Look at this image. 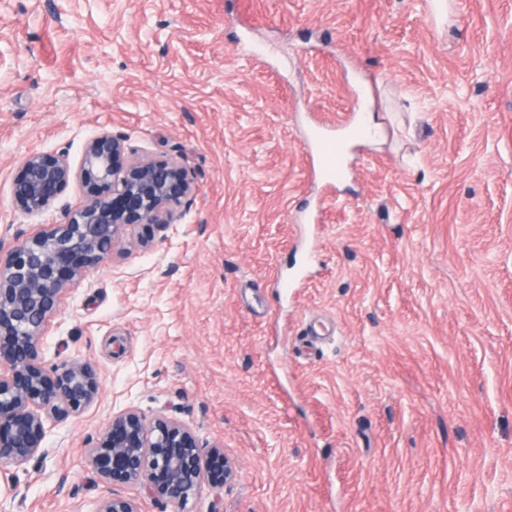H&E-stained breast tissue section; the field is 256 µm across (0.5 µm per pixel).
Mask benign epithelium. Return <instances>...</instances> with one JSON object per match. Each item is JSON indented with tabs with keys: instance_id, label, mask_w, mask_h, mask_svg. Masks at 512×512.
<instances>
[{
	"instance_id": "benign-epithelium-1",
	"label": "benign epithelium",
	"mask_w": 512,
	"mask_h": 512,
	"mask_svg": "<svg viewBox=\"0 0 512 512\" xmlns=\"http://www.w3.org/2000/svg\"><path fill=\"white\" fill-rule=\"evenodd\" d=\"M124 139L102 132L85 148L79 177L91 199L30 237L0 247V473L44 454L49 432L81 414L97 397L89 362L45 360L44 324L61 297L85 273L106 264L123 235L139 224L170 227L168 217L191 192L176 162L119 164ZM65 153H32L11 188L21 213L41 216L67 187ZM89 466L105 484L133 483L142 496L184 502L205 484L224 483L227 471L201 455L196 436L177 421L146 422L135 409L112 417L102 441L88 451ZM90 512H140L135 501L110 495Z\"/></svg>"
}]
</instances>
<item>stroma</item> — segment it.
<instances>
[{"label":"stroma","mask_w":512,"mask_h":512,"mask_svg":"<svg viewBox=\"0 0 512 512\" xmlns=\"http://www.w3.org/2000/svg\"><path fill=\"white\" fill-rule=\"evenodd\" d=\"M335 183L317 141L359 123ZM175 161L193 194L67 293L48 345L96 400L0 512H512V0H0V244L32 152ZM135 408L231 475L182 503L96 482ZM90 512H140L134 500L123 497L110 496L103 497L94 503Z\"/></svg>","instance_id":"35a3bbf8"}]
</instances>
